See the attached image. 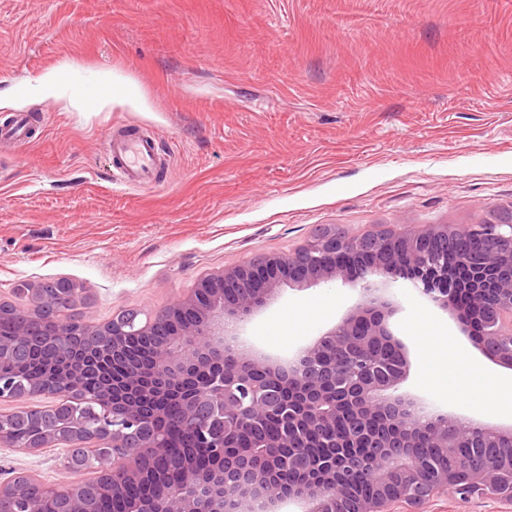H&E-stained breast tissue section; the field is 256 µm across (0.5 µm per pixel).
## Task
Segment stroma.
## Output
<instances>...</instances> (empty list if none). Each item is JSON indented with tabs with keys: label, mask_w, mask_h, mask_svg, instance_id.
Listing matches in <instances>:
<instances>
[{
	"label": "stroma",
	"mask_w": 512,
	"mask_h": 512,
	"mask_svg": "<svg viewBox=\"0 0 512 512\" xmlns=\"http://www.w3.org/2000/svg\"><path fill=\"white\" fill-rule=\"evenodd\" d=\"M64 63L110 71L140 103L86 111L24 90ZM0 301L67 279L101 323L150 316L207 273L288 252L322 228L348 236L476 224L512 207V0H0ZM157 138L159 186L112 178L113 125ZM408 346L403 391L489 424L512 414L449 400L443 348L497 381L410 282L391 288ZM359 299L341 283L283 284L243 326L274 354L332 327ZM66 449H0V480H65Z\"/></svg>",
	"instance_id": "1"
}]
</instances>
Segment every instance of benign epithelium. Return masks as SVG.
Segmentation results:
<instances>
[{"label": "benign epithelium", "mask_w": 512, "mask_h": 512, "mask_svg": "<svg viewBox=\"0 0 512 512\" xmlns=\"http://www.w3.org/2000/svg\"><path fill=\"white\" fill-rule=\"evenodd\" d=\"M460 253L479 269L480 285L497 289L474 345L512 369V218L481 224H428L395 234L345 237L326 231L286 254L253 258L202 277L189 294L146 319L119 311L87 323L71 310L75 288L27 289L29 304L0 303L16 319L17 339L0 343V358L31 359L40 336H57L44 361L54 380L20 381L0 373V446L23 454L67 448L64 469L87 477L44 484L25 473L0 481V512H41L44 496L60 512H96L109 493L120 512H276L288 500L308 512H391L404 503L419 512L437 496L491 494L512 503V423L489 425L435 412L400 390L408 347L389 320L400 305L390 286L410 281L436 308L461 319L459 281L437 257ZM340 282L359 288V302L330 329L288 358L242 344L243 324L285 283ZM121 336L148 343L147 375L123 352ZM279 407L280 430L268 434L262 406ZM37 418V437L19 443L17 427ZM169 429L206 448L211 463L173 457ZM485 449L481 464L433 468L414 452L461 456ZM330 448L332 459L310 452ZM163 457L178 475L167 493L146 500L145 460ZM296 467L299 483L280 489L275 473Z\"/></svg>", "instance_id": "1"}]
</instances>
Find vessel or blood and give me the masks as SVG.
Returning a JSON list of instances; mask_svg holds the SVG:
<instances>
[{
    "instance_id": "vessel-or-blood-1",
    "label": "vessel or blood",
    "mask_w": 512,
    "mask_h": 512,
    "mask_svg": "<svg viewBox=\"0 0 512 512\" xmlns=\"http://www.w3.org/2000/svg\"><path fill=\"white\" fill-rule=\"evenodd\" d=\"M112 155L114 177L122 185L133 188H151L162 168L153 137L129 134L126 127L116 125L107 143Z\"/></svg>"
}]
</instances>
